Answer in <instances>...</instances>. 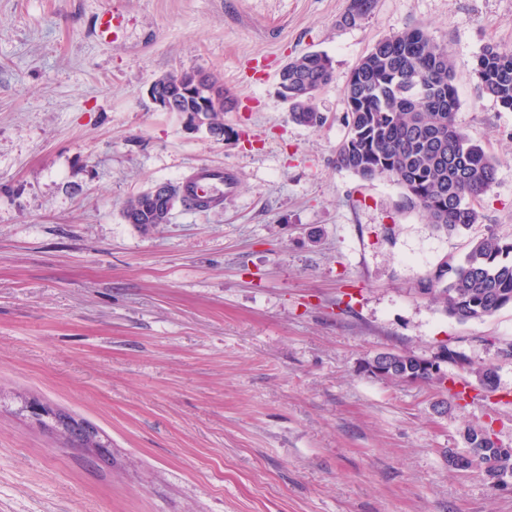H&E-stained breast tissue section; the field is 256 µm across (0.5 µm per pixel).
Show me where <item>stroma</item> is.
<instances>
[{
	"instance_id": "1",
	"label": "stroma",
	"mask_w": 512,
	"mask_h": 512,
	"mask_svg": "<svg viewBox=\"0 0 512 512\" xmlns=\"http://www.w3.org/2000/svg\"><path fill=\"white\" fill-rule=\"evenodd\" d=\"M112 2L0 0V512H512L444 457L469 426L512 445V306L462 322L417 291L472 240L512 239V111L474 73L484 46L512 49V0H375L352 25L350 0H120L113 41L94 29ZM410 25L446 44L456 124L498 162L465 230L335 163L351 68ZM311 51L335 74L315 128L278 94ZM190 70L235 99L223 138L150 98ZM201 167L235 174L223 205L126 222L128 199ZM443 344L495 362L496 390L361 370ZM41 406L93 426L107 460Z\"/></svg>"
}]
</instances>
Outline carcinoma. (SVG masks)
Returning <instances> with one entry per match:
<instances>
[{"label":"carcinoma","instance_id":"carcinoma-1","mask_svg":"<svg viewBox=\"0 0 512 512\" xmlns=\"http://www.w3.org/2000/svg\"><path fill=\"white\" fill-rule=\"evenodd\" d=\"M375 0H351L347 24L369 15ZM477 94L512 110V50L487 45L476 56ZM332 59L307 53L288 63V90L299 96L292 107L296 122L317 127L315 93L332 83ZM346 105L344 139L336 164L364 182L386 178L402 190L399 208L423 210L439 230L458 231L478 222L473 202L489 192L497 179V161L455 124L459 100L448 52L422 25L408 27L378 41L352 68L343 89ZM138 197L123 207L145 231L157 226L139 209ZM418 292L442 305L448 315L468 321L489 317L512 306V241L494 236L471 242L458 264L444 262L419 282ZM377 364L383 378L399 383L444 387L438 372L407 350L384 352L364 360L362 370ZM488 429L466 430L468 450L446 452L448 467L460 470L481 463L494 483L512 472V452L489 446Z\"/></svg>","mask_w":512,"mask_h":512}]
</instances>
